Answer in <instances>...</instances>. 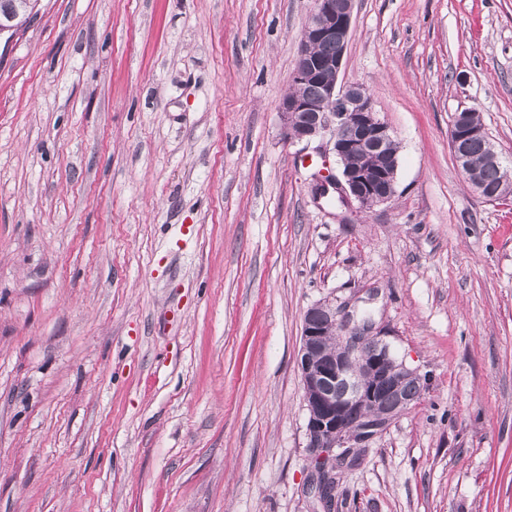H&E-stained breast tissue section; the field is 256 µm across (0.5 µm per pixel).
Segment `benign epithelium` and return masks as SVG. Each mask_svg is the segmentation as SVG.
Listing matches in <instances>:
<instances>
[{
  "label": "benign epithelium",
  "mask_w": 512,
  "mask_h": 512,
  "mask_svg": "<svg viewBox=\"0 0 512 512\" xmlns=\"http://www.w3.org/2000/svg\"><path fill=\"white\" fill-rule=\"evenodd\" d=\"M354 0H314L302 31L293 82L315 81L319 94L289 93L280 101L281 133L289 142L311 143L329 136L340 174L325 172L320 194L334 189L342 205L370 210L388 203L396 192L398 164L374 163L393 139L389 126L373 107L362 83H339L344 51L321 52L340 40L347 46L353 35ZM485 128L466 125V111L457 113L450 128V144L458 166L466 157L459 149L465 138H486ZM357 152L363 162L346 167ZM298 366L308 413L307 448L312 464L329 465L364 448L420 398L407 391L421 384L420 374L399 360L384 332L372 319L346 312V306L316 303L304 314ZM358 415L350 426L349 416Z\"/></svg>",
  "instance_id": "7a95c632"
}]
</instances>
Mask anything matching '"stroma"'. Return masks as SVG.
I'll return each instance as SVG.
<instances>
[{
    "mask_svg": "<svg viewBox=\"0 0 512 512\" xmlns=\"http://www.w3.org/2000/svg\"><path fill=\"white\" fill-rule=\"evenodd\" d=\"M314 0H39L0 55V512H323L297 366L315 303L426 377L334 512H512V0H355L340 82L398 146L370 210L281 136ZM469 112V109H465L461 112H458L451 124L450 128V144L454 159L458 166L462 167L467 162L472 169V171H476L480 174L482 183L484 188L479 187L475 188V191L484 199H488L487 195L484 193V190H495L500 185H504L506 187L500 188L498 192H500L501 198H509L511 196L512 188L509 186L512 185V179L510 173L507 169L504 168L502 162H499V156L495 152L491 154L488 159L489 163L498 164V166H488L486 163V156L488 153L493 151V146L490 141V137L488 139H480L487 138L488 133L484 127L474 128L468 127L466 125V113ZM465 138H475L476 140H472L464 146V154L459 149V143ZM467 167V165H465ZM493 196V197H494Z\"/></svg>",
    "mask_w": 512,
    "mask_h": 512,
    "instance_id": "obj_1",
    "label": "stroma"
}]
</instances>
